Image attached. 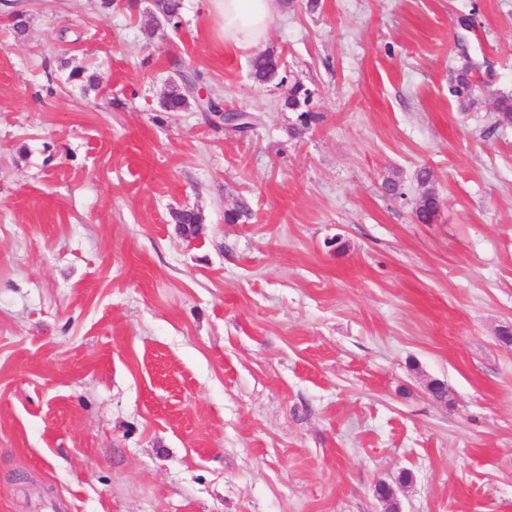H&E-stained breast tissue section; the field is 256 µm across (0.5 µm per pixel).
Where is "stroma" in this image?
Here are the masks:
<instances>
[{
	"label": "stroma",
	"mask_w": 512,
	"mask_h": 512,
	"mask_svg": "<svg viewBox=\"0 0 512 512\" xmlns=\"http://www.w3.org/2000/svg\"><path fill=\"white\" fill-rule=\"evenodd\" d=\"M20 2L24 34L0 12V512H386L381 482L401 512H512V0H272L246 48L210 0L163 39L148 0ZM269 50L286 84L253 82ZM467 56L485 90L463 111ZM179 66L255 129L163 111ZM467 62L462 67L454 70L451 77L450 93L455 98L461 110H467L475 100L476 85L473 78L465 69ZM312 95L301 83L296 82L288 87L284 105L293 112H299L298 119L301 127H298L294 134L300 135L304 128L314 119V114L309 109ZM431 178V171L426 167L421 168L417 173L418 182H420L425 187L422 203L417 209V220L421 224H432L435 222L438 216L437 209L435 207V199L439 196L430 186ZM171 219L178 226L179 232L186 237L194 236L199 231V224H202V214L194 208L185 207L171 212Z\"/></svg>",
	"instance_id": "1"
}]
</instances>
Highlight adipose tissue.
<instances>
[{
    "label": "adipose tissue",
    "instance_id": "adipose-tissue-1",
    "mask_svg": "<svg viewBox=\"0 0 512 512\" xmlns=\"http://www.w3.org/2000/svg\"><path fill=\"white\" fill-rule=\"evenodd\" d=\"M211 12L221 22L224 40L234 46H252L272 27L270 0H210Z\"/></svg>",
    "mask_w": 512,
    "mask_h": 512
}]
</instances>
